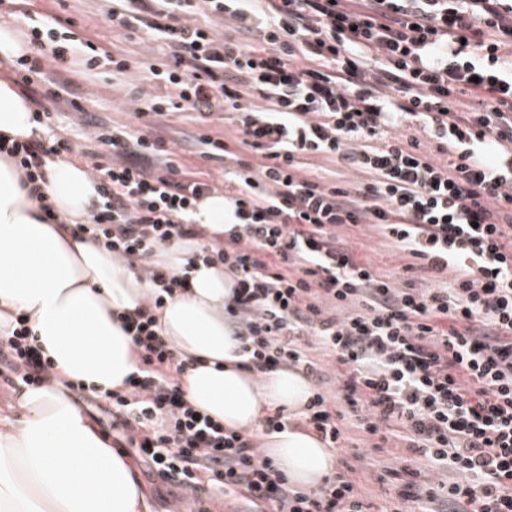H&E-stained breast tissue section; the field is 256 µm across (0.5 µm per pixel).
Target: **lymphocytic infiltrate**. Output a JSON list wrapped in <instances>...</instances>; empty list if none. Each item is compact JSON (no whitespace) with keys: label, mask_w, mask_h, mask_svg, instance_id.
I'll list each match as a JSON object with an SVG mask.
<instances>
[{"label":"lymphocytic infiltrate","mask_w":512,"mask_h":512,"mask_svg":"<svg viewBox=\"0 0 512 512\" xmlns=\"http://www.w3.org/2000/svg\"><path fill=\"white\" fill-rule=\"evenodd\" d=\"M40 60L20 61L24 86L73 53L72 22L10 0ZM113 28L146 31L167 48L140 68L130 111L144 122L175 112L231 115L240 158L196 132L204 156L228 160L222 177L186 166L173 142L131 126L94 124L88 167L100 196L88 223L106 249L146 273L148 307L127 315L137 371L107 400L124 419L134 456L160 481L219 491L247 512H370L345 466L320 492L290 485L252 436L188 403L186 361L157 333L154 308L185 287L186 270L155 248L206 239L192 214L220 191L234 228L206 240L203 262L233 280L224 307L243 366L321 376L306 424L326 447L346 441L338 402L415 456L389 474L413 512H512V0H110ZM215 16L235 37L188 26ZM44 136L1 141L20 185L56 222L39 186L47 156L70 152L53 113ZM360 173L340 185L311 157ZM369 228L427 288L397 286L357 260L337 228ZM18 383L41 387L52 364L24 321L0 342Z\"/></svg>","instance_id":"1"}]
</instances>
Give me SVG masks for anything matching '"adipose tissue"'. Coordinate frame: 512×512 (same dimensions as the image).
<instances>
[{
    "mask_svg": "<svg viewBox=\"0 0 512 512\" xmlns=\"http://www.w3.org/2000/svg\"><path fill=\"white\" fill-rule=\"evenodd\" d=\"M35 128L28 99L0 79V138L24 140ZM43 171L58 224L38 220L18 169L0 158V336L23 317L58 375L39 389L21 387L0 411V512H151L128 454L66 388L81 381L101 394L124 389L137 360L122 318L143 307L151 284L90 235L70 233L98 198L87 167L53 159ZM232 286L223 266L201 265L156 310L160 335L192 358L180 388L211 419L260 441L290 483L318 491L336 470L334 451L305 429L269 434L263 426L278 408L301 415L311 387L293 368L261 376L244 369L224 316Z\"/></svg>",
    "mask_w": 512,
    "mask_h": 512,
    "instance_id": "adipose-tissue-1",
    "label": "adipose tissue"
}]
</instances>
